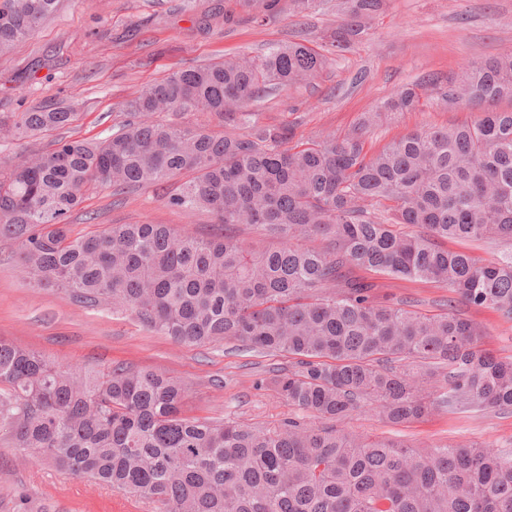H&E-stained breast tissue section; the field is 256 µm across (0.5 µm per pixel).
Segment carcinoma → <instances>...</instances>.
Returning <instances> with one entry per match:
<instances>
[{
    "instance_id": "obj_1",
    "label": "carcinoma",
    "mask_w": 512,
    "mask_h": 512,
    "mask_svg": "<svg viewBox=\"0 0 512 512\" xmlns=\"http://www.w3.org/2000/svg\"><path fill=\"white\" fill-rule=\"evenodd\" d=\"M387 2L336 0L340 22L322 52L290 42L190 66L127 100L126 120L101 141L60 136L0 159V238L18 245L32 286L129 311L178 344L284 354L288 367L263 383L314 423L188 417L185 383L164 372L54 365L0 341V442L147 498L157 512H512V449L418 453L339 427L361 409L393 423L421 419L436 391L450 408L512 411V357L484 349V329L456 305L512 322V108H498L512 103V53L409 84L344 134L297 140L289 124L254 121L264 96L312 84ZM59 3L0 0V55ZM278 3L238 0L256 22ZM426 96L479 116L366 148L373 126L420 110ZM193 111L227 131L154 119ZM75 117L41 106L18 113L7 133L34 138ZM177 178L170 205L205 209L224 232L144 222L71 235L66 218L88 191ZM242 226L270 245L246 246ZM449 239L506 249L483 261L444 247ZM357 270L431 282L448 291L445 309L380 298Z\"/></svg>"
}]
</instances>
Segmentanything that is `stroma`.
Wrapping results in <instances>:
<instances>
[{"label":"stroma","instance_id":"35a3bbf8","mask_svg":"<svg viewBox=\"0 0 512 512\" xmlns=\"http://www.w3.org/2000/svg\"><path fill=\"white\" fill-rule=\"evenodd\" d=\"M224 0H62L58 12L30 39L0 57V121L36 106L69 108L77 119L64 135L109 136L124 119L126 99L169 72L229 54L264 53L274 44L316 47L335 27V9L297 14L290 0L263 24L245 13L218 14ZM512 50V0H389L388 8L353 48L337 57L313 85L279 90L257 109V122H289L297 136L344 133L363 112L428 74L441 77L467 64ZM473 114L429 101L419 112L374 128L367 146L379 149L424 126H442ZM175 182L113 197L91 193L67 218L72 230L151 222L209 235L214 216L172 208ZM17 246L0 240V339L39 351L59 364L103 369L115 364L162 371L188 387L185 412L196 417L269 426L293 415L275 392L261 387L270 371L287 367L282 355L236 349L233 342L185 346L147 330L111 306L82 308L58 291L30 285ZM377 292L435 311L446 290L431 283L381 278ZM467 316L485 331L484 348L512 355V323L490 308ZM346 429L386 437L419 450L477 444L512 448V413L440 409L408 424L369 412L353 413ZM151 501L74 478L52 464H36L18 448L0 445V512H155Z\"/></svg>","mask_w":512,"mask_h":512}]
</instances>
